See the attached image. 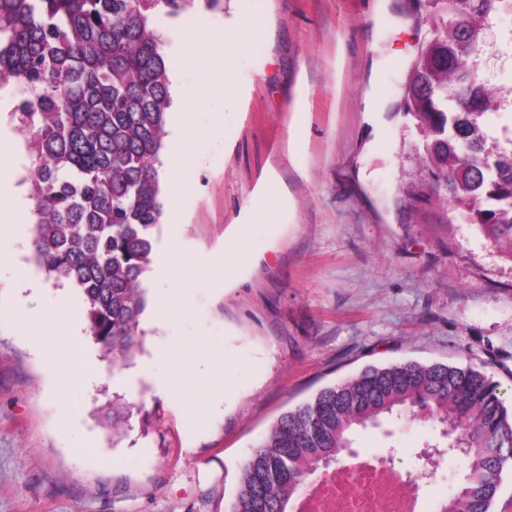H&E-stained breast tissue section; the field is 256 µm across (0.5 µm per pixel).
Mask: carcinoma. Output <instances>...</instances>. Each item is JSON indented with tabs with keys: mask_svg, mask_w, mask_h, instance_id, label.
I'll return each mask as SVG.
<instances>
[{
	"mask_svg": "<svg viewBox=\"0 0 512 512\" xmlns=\"http://www.w3.org/2000/svg\"><path fill=\"white\" fill-rule=\"evenodd\" d=\"M494 7L430 0L431 36L404 88V107L426 140L458 212L512 256V126L484 117L512 107L493 97L476 65ZM194 0H0V98L12 114L35 178L33 259L46 278L81 296L86 331L112 366L143 347L144 276L163 214L159 154L171 106L158 15ZM487 149L499 171L481 161ZM112 433L129 403L103 407ZM423 413L445 445L462 449L465 473L453 512H493L512 460V414L479 369L408 362L369 367L284 413L246 460L230 512H297V490L320 460L339 463L359 428Z\"/></svg>",
	"mask_w": 512,
	"mask_h": 512,
	"instance_id": "obj_1",
	"label": "carcinoma"
}]
</instances>
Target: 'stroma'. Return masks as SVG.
Instances as JSON below:
<instances>
[{"label": "stroma", "instance_id": "stroma-1", "mask_svg": "<svg viewBox=\"0 0 512 512\" xmlns=\"http://www.w3.org/2000/svg\"><path fill=\"white\" fill-rule=\"evenodd\" d=\"M427 12L428 0H223L157 19L168 47L193 29L236 28L233 93L196 106V69L166 56L164 151L181 121L210 134L178 174L161 173L164 195L183 188L182 218H161L144 344L128 366L113 369L83 315L47 308L56 295L79 304L75 290L25 287L40 276L33 226H15V258L0 263V512H229L243 463L277 419L369 365L477 366L512 409V256L445 201L403 106ZM10 108L0 103V143L26 196L30 161ZM266 210L276 223H259ZM172 244L221 276L172 285ZM241 247L250 263L225 267ZM172 290L185 312L160 318ZM39 303L46 323L72 330L95 379L60 383L22 313ZM115 395L133 406L117 436L99 417ZM437 440L417 415L359 430L354 448L404 473ZM463 474L458 454L440 457L417 512H438Z\"/></svg>", "mask_w": 512, "mask_h": 512}]
</instances>
